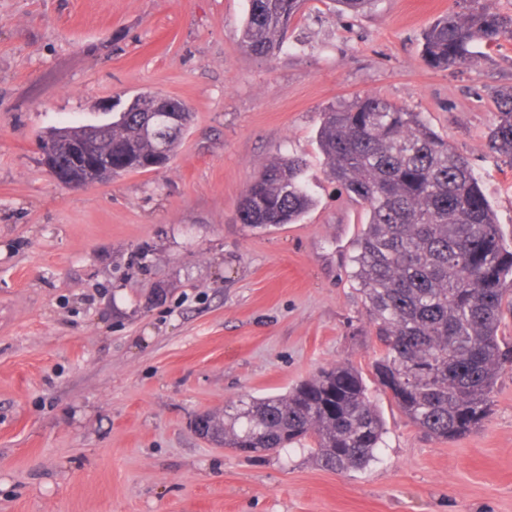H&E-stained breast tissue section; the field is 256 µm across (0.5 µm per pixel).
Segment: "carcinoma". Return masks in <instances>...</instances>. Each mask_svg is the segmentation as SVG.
<instances>
[{"label": "carcinoma", "instance_id": "1", "mask_svg": "<svg viewBox=\"0 0 512 512\" xmlns=\"http://www.w3.org/2000/svg\"><path fill=\"white\" fill-rule=\"evenodd\" d=\"M303 0H249L245 48L273 54ZM424 34L423 55L435 68L472 60V46L512 40V16L480 0ZM496 121L488 149L512 167V87L493 93ZM180 122L157 138L144 133L157 105ZM191 113L151 93L135 97L112 124L70 125L42 142L57 165L84 175L74 153L84 145L112 156L110 177L152 171L172 159ZM318 145L329 175L368 208L352 256L353 279L380 344L372 363L378 390L427 436L458 439L482 426L501 373L512 368V247L504 242L482 181L468 159L448 147L417 112L366 96L323 112ZM303 162L280 157L264 165L238 207L243 224H296L313 205ZM224 447L260 456L312 442L317 463L334 472L367 468L383 444L385 423L362 374L348 363L323 367L285 395H246L224 410Z\"/></svg>", "mask_w": 512, "mask_h": 512}]
</instances>
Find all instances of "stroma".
Listing matches in <instances>:
<instances>
[{
    "label": "stroma",
    "mask_w": 512,
    "mask_h": 512,
    "mask_svg": "<svg viewBox=\"0 0 512 512\" xmlns=\"http://www.w3.org/2000/svg\"><path fill=\"white\" fill-rule=\"evenodd\" d=\"M455 0H304L268 58L247 0H0V512H512V370L479 430L439 442L387 397L378 458L336 473L309 449L246 457L192 430L323 367L370 376L352 277L369 215L328 173L322 114L379 96L421 113L481 178L512 241V166L487 146L512 41L434 68L423 38ZM184 102L167 167L71 191L48 130L107 122L139 93ZM303 158L299 223H240L269 161Z\"/></svg>",
    "instance_id": "1"
}]
</instances>
